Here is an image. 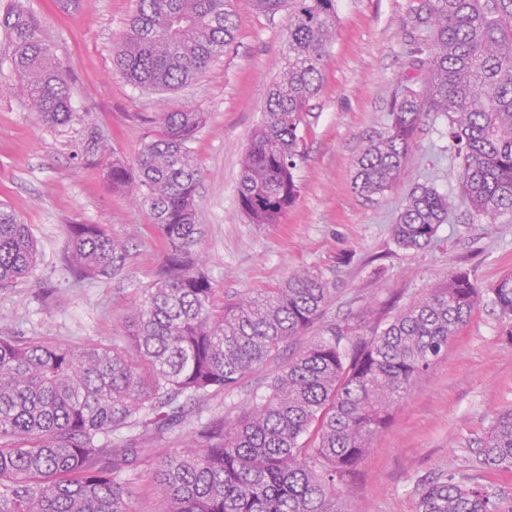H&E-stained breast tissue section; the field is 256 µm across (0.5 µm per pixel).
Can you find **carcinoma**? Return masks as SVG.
Listing matches in <instances>:
<instances>
[{
  "label": "carcinoma",
  "instance_id": "carcinoma-1",
  "mask_svg": "<svg viewBox=\"0 0 512 512\" xmlns=\"http://www.w3.org/2000/svg\"><path fill=\"white\" fill-rule=\"evenodd\" d=\"M268 15L288 12L286 67L268 93L263 118L241 161L238 198L253 224H275L295 202L298 127L322 88L321 66L336 36V0H250ZM231 0H136L115 52L135 85L174 90L197 79L234 39ZM429 76L394 100L387 134L355 161L353 189L380 195L405 174L423 112L448 118L461 192L493 224L512 212V0H428ZM0 71L7 67L36 118L72 121L70 69L56 57L20 3L0 14ZM205 122L197 109L164 112L158 139L131 167L114 159L106 180L147 208L166 249L158 282L123 317L129 349L73 348L0 336V512H129L123 467L145 448L141 434L164 436L188 403L233 392L276 362L285 343L296 354L265 393L192 427L180 448H153L156 512H356L337 490L366 456L393 406L447 351L483 300L512 341V275L484 291L456 271L367 333L329 324L305 338L330 301L307 271L277 288L245 293L217 308L215 288L189 248L199 234L201 175L189 144ZM449 197L423 186L393 225L404 249L428 245L448 222ZM70 270L104 275L123 246L98 224L69 225ZM36 249L28 225L0 205V288L28 277ZM479 461L512 472V409L480 442ZM416 512H512V496L492 483L443 476L421 484Z\"/></svg>",
  "mask_w": 512,
  "mask_h": 512
}]
</instances>
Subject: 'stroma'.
I'll list each match as a JSON object with an SVG mask.
<instances>
[{
    "instance_id": "stroma-1",
    "label": "stroma",
    "mask_w": 512,
    "mask_h": 512,
    "mask_svg": "<svg viewBox=\"0 0 512 512\" xmlns=\"http://www.w3.org/2000/svg\"><path fill=\"white\" fill-rule=\"evenodd\" d=\"M57 58L70 69L74 120L39 123L19 86L0 90V202L20 214L37 243L29 277L0 288V336L72 347H125L119 317L156 281L166 254L146 209L112 190L106 162L134 163L156 139L161 113L194 107L206 121L190 147L202 172L200 232L193 251L215 288L216 304L277 287L299 269L332 290L325 323L365 332L427 289L462 270L480 288L512 274V214L486 223L460 199L457 163L444 116L424 113L404 180L384 194L352 189L355 160L389 122L392 98L419 88L429 64L430 32L419 26L427 0H337L336 38L322 67V89L299 126V196L275 224L250 223L238 201L241 160L262 118L267 93L288 51V15L233 0L235 39L189 86L152 91L130 84L113 56L134 0H23ZM105 151L76 153L90 137ZM455 196L448 221L426 247L397 245L393 226L416 188ZM99 224L125 246L108 274L78 278L65 265L68 227ZM266 366L229 394L191 406L163 445L180 447L197 419L263 393ZM512 409V343L491 302L475 311L392 411L355 474L340 483L357 512H414L418 481L455 475L483 482L478 448L494 418ZM143 457L125 468L131 512H151L161 495Z\"/></svg>"
}]
</instances>
